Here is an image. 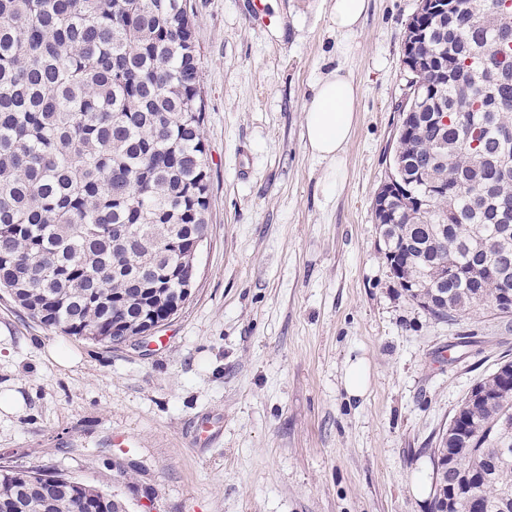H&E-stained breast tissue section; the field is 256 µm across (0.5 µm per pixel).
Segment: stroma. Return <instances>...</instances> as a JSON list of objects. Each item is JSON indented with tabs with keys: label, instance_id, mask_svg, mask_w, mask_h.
I'll list each match as a JSON object with an SVG mask.
<instances>
[{
	"label": "stroma",
	"instance_id": "35a3bbf8",
	"mask_svg": "<svg viewBox=\"0 0 512 512\" xmlns=\"http://www.w3.org/2000/svg\"><path fill=\"white\" fill-rule=\"evenodd\" d=\"M190 3L211 195L191 293L157 334L113 347L46 329L0 292V392L26 399L0 415V466L75 476L127 512H432L427 449L512 360V318H429L378 250L418 0H370L349 36L332 0H264L266 27L248 0ZM338 66L361 98L335 191L303 118ZM51 342L80 363L61 369ZM359 358L369 387L352 400ZM368 366L364 359L351 362L344 374L345 390L350 398L363 397L368 389Z\"/></svg>",
	"mask_w": 512,
	"mask_h": 512
}]
</instances>
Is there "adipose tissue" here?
<instances>
[{
    "mask_svg": "<svg viewBox=\"0 0 512 512\" xmlns=\"http://www.w3.org/2000/svg\"><path fill=\"white\" fill-rule=\"evenodd\" d=\"M360 88L343 67L318 78L305 109L304 138L311 153L325 161L332 174L343 167L352 138Z\"/></svg>",
    "mask_w": 512,
    "mask_h": 512,
    "instance_id": "ef3b65f1",
    "label": "adipose tissue"
}]
</instances>
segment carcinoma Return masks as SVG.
<instances>
[{
    "mask_svg": "<svg viewBox=\"0 0 512 512\" xmlns=\"http://www.w3.org/2000/svg\"><path fill=\"white\" fill-rule=\"evenodd\" d=\"M449 0L418 42V107L393 165L414 180L380 224L394 286L429 317L511 318L512 13ZM448 111V125L431 126ZM205 102L181 0H0V288L66 336L185 303L167 264L195 261L210 208ZM139 242L112 247V226ZM449 512H512V361L468 391L442 433ZM15 512H126L62 474L0 466Z\"/></svg>",
    "mask_w": 512,
    "mask_h": 512,
    "instance_id": "1",
    "label": "carcinoma"
}]
</instances>
